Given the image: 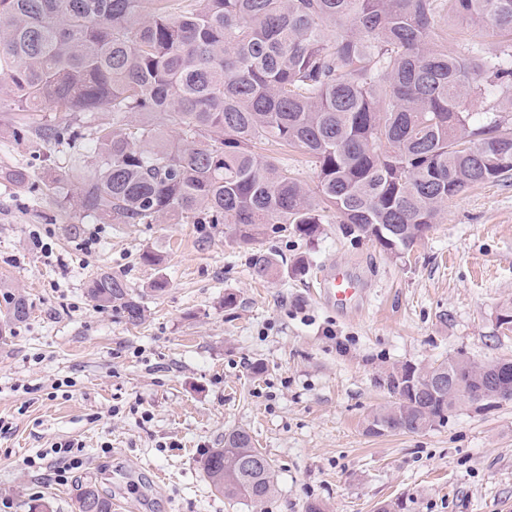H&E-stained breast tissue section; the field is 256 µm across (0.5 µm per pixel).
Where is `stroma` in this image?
I'll use <instances>...</instances> for the list:
<instances>
[{
	"label": "stroma",
	"mask_w": 512,
	"mask_h": 512,
	"mask_svg": "<svg viewBox=\"0 0 512 512\" xmlns=\"http://www.w3.org/2000/svg\"><path fill=\"white\" fill-rule=\"evenodd\" d=\"M54 121L0 109V174L22 167L32 182L0 177V311L17 292L31 306L0 338V512H73L84 485L112 512H376L397 498L405 512H512V401L459 403L416 434L365 430L391 402L377 384L386 370L512 359L497 322L512 303V178L450 199L405 259L335 224L312 240L283 224L245 245L230 224H112L64 202L74 170L98 158L92 140L44 138ZM53 177L63 191L46 188ZM259 251L306 270L255 280ZM332 259L368 288L355 311L316 295ZM101 272L139 297L141 324L89 301ZM236 428L274 464L277 491L259 509L216 493L200 464ZM66 442L83 464L64 478L27 466Z\"/></svg>",
	"instance_id": "35a3bbf8"
}]
</instances>
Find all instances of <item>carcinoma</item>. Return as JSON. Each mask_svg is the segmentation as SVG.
<instances>
[{
  "instance_id": "obj_1",
  "label": "carcinoma",
  "mask_w": 512,
  "mask_h": 512,
  "mask_svg": "<svg viewBox=\"0 0 512 512\" xmlns=\"http://www.w3.org/2000/svg\"><path fill=\"white\" fill-rule=\"evenodd\" d=\"M450 15L510 39L457 54ZM0 99L60 113L50 139L92 136L98 163L76 175L77 205L114 224H232L247 245L268 224L313 239L332 222L408 256L448 199L512 176V0H0ZM103 108L112 123L91 125ZM290 148L312 159L316 191L288 166ZM278 267L253 254L255 277ZM87 295L132 325L145 318L117 276L98 274ZM27 316L16 296L4 326ZM447 375L446 360L388 373L381 386L401 398L366 431L445 421L447 393L425 380ZM245 458L260 465L242 469ZM201 466L227 498L257 506L275 492L244 429ZM75 509L112 502L85 485Z\"/></svg>"
}]
</instances>
